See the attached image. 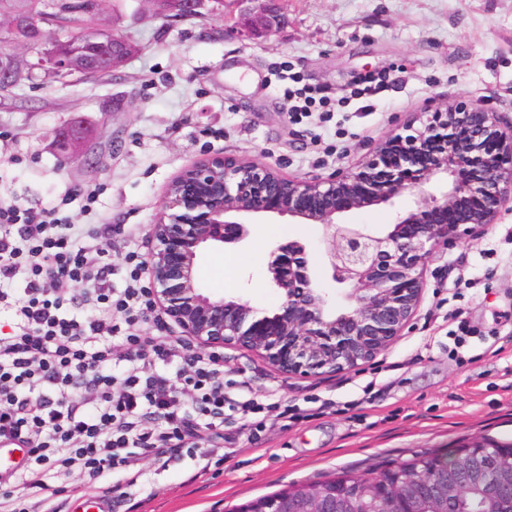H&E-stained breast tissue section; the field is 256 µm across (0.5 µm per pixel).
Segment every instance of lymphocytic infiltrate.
<instances>
[{
	"label": "lymphocytic infiltrate",
	"mask_w": 512,
	"mask_h": 512,
	"mask_svg": "<svg viewBox=\"0 0 512 512\" xmlns=\"http://www.w3.org/2000/svg\"><path fill=\"white\" fill-rule=\"evenodd\" d=\"M71 201L39 211L0 201V308L15 311L0 335V440L28 450L0 489V512L27 501L32 512H54L60 475H77L91 494L111 473L137 485L145 462L166 453L206 470L208 437L226 426L223 353L140 334L157 314L145 258L111 256L124 225L73 223ZM115 274L123 287H112ZM117 361L126 364L119 377ZM172 363L173 380L158 371Z\"/></svg>",
	"instance_id": "1"
}]
</instances>
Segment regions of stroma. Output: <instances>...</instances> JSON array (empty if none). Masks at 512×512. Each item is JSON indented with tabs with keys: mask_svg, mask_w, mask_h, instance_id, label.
I'll return each mask as SVG.
<instances>
[{
	"mask_svg": "<svg viewBox=\"0 0 512 512\" xmlns=\"http://www.w3.org/2000/svg\"><path fill=\"white\" fill-rule=\"evenodd\" d=\"M115 32L136 45L112 76L95 83H49L0 96V200L34 210L65 193L104 185L77 224H133L113 253H148V233L167 184L216 154L268 163L299 178L352 166L428 105L465 97L512 123V0H273L280 22L269 36L244 33L260 0H224L204 17L164 22L142 0H114ZM293 65L303 84L335 110L318 122L289 112L276 70ZM387 76L371 111L350 96L357 81ZM85 128L80 151L57 150L60 133ZM266 248L297 239L323 249L316 224L255 216ZM198 278L206 292L261 309L279 301L266 258L251 242L207 248ZM420 307L391 347L343 373L287 376L256 353L224 347V377L249 379L266 407L259 438L235 433L225 457L195 472L190 460L147 462L126 487L109 481L119 512H235L298 483L376 469L415 455L445 454L474 442L512 440V208L497 223L435 254ZM471 331L455 347L458 323ZM325 413L281 426L280 406Z\"/></svg>",
	"mask_w": 512,
	"mask_h": 512,
	"instance_id": "35a3bbf8",
	"label": "stroma"
}]
</instances>
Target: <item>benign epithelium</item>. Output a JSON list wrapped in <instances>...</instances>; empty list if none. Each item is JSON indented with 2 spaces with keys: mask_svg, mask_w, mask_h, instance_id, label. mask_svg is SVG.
<instances>
[{
  "mask_svg": "<svg viewBox=\"0 0 512 512\" xmlns=\"http://www.w3.org/2000/svg\"><path fill=\"white\" fill-rule=\"evenodd\" d=\"M169 0L163 9L199 16L209 2ZM247 28L270 33L276 15L247 18ZM35 27L16 16L10 35ZM84 76L80 60L41 42L0 52V75L18 84L33 72ZM420 129L406 125L381 141L357 165L326 179L283 175L276 167L236 156L214 155L184 169L166 187L162 212L150 226L146 269L156 307L178 330L177 339L199 348L234 346L257 353L276 370L302 377L355 368L400 336L416 313L424 268L436 252L488 224L512 202V125L493 110L460 98L434 104ZM446 182L434 195L428 186ZM412 195L417 208L398 214L392 229L374 232L344 216L374 205H392ZM272 214L294 224H318L329 244L324 261L332 280L345 286L343 305L331 308L313 276V259L297 240L269 254V282L280 302L261 311L241 298L212 296L196 270L208 246H235L250 236L247 218ZM479 494L497 512L512 506V451L504 461L498 442L486 439L458 452L454 466L436 484L392 480L355 497L346 486L302 483L279 496L257 499L237 512H454V491Z\"/></svg>",
  "mask_w": 512,
  "mask_h": 512,
  "instance_id": "1",
  "label": "benign epithelium"
}]
</instances>
